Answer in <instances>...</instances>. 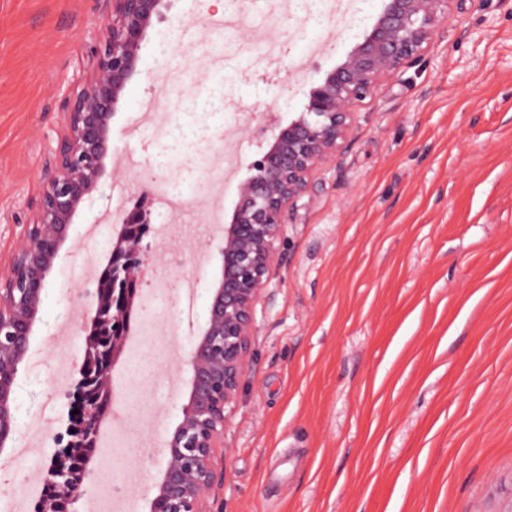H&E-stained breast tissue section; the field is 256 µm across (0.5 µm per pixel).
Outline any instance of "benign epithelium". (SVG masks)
<instances>
[{"mask_svg": "<svg viewBox=\"0 0 512 512\" xmlns=\"http://www.w3.org/2000/svg\"><path fill=\"white\" fill-rule=\"evenodd\" d=\"M112 22L93 54L82 89L65 104L66 126L41 179L44 191L24 230L23 243L0 269V454L12 447L17 429L15 404L18 365L26 356L43 291L54 275L55 260L68 242L82 204L99 190L111 150L112 120L125 101L146 32L163 0H110ZM371 30L342 61L311 85L304 109L288 125L272 127L273 142L253 159L251 175L240 185L220 247L221 276L213 289L207 319L188 353V401L170 435L168 460L150 512H211L207 493L224 484V447L233 403L249 366L254 336L253 312L264 296L286 222L307 190L312 171L340 156L354 108L384 82L416 64L448 16L451 0H383ZM151 213L135 207L126 215L122 245L112 249L106 268L112 307H106L103 278L95 281L94 321L112 327V351L96 393L84 378L74 384L79 410L71 439L47 460L45 483L79 497L83 475L66 464L78 438L97 442L104 412L101 393L112 400V371L126 340V323L137 289L134 278L154 254L142 246Z\"/></svg>", "mask_w": 512, "mask_h": 512, "instance_id": "1", "label": "benign epithelium"}]
</instances>
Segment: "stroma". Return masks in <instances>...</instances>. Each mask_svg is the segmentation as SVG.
I'll list each match as a JSON object with an SVG mask.
<instances>
[{
  "label": "stroma",
  "mask_w": 512,
  "mask_h": 512,
  "mask_svg": "<svg viewBox=\"0 0 512 512\" xmlns=\"http://www.w3.org/2000/svg\"><path fill=\"white\" fill-rule=\"evenodd\" d=\"M383 6L361 0L354 24L321 30L309 19L317 0L304 14L287 0H239L248 27L220 78L186 57L224 43L208 23L227 0H171L153 21L112 121L101 187L74 219L18 366L15 442L30 450L0 455V506L69 439L52 368L79 361L93 315L72 292L104 270L112 213L132 205L170 149L168 134L140 121L143 103L202 130L161 172L178 182L183 210L148 201L155 260L142 277L186 286L131 323L114 377L140 413L116 424L139 445L88 464L78 512L100 494L102 467L114 499L149 512L248 165L268 147L270 118L285 125L302 111L312 82ZM273 13L281 52L271 63L261 37ZM111 19L110 0H0L1 264L21 242L64 103ZM196 99L210 109L189 111ZM278 251L212 512H512V0H452L422 59L357 106L347 148L313 172ZM172 307L183 312L174 328Z\"/></svg>",
  "instance_id": "obj_1"
}]
</instances>
